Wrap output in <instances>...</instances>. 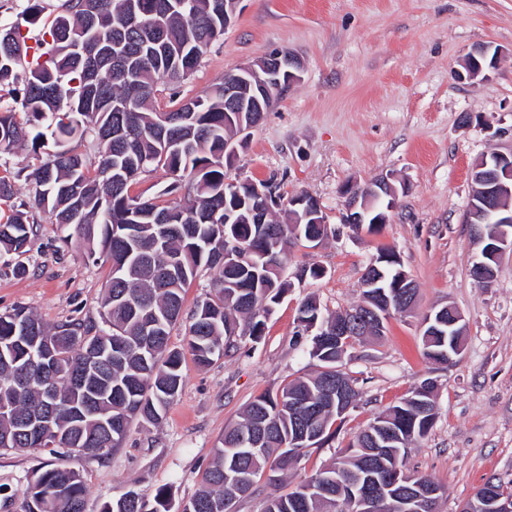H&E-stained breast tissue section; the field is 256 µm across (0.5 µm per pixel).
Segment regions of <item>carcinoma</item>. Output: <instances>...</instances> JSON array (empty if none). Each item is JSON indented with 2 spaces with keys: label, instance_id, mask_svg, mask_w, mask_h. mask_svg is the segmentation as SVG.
Wrapping results in <instances>:
<instances>
[{
  "label": "carcinoma",
  "instance_id": "obj_1",
  "mask_svg": "<svg viewBox=\"0 0 512 512\" xmlns=\"http://www.w3.org/2000/svg\"><path fill=\"white\" fill-rule=\"evenodd\" d=\"M15 20L0 25V88L15 108L0 111V159L27 153L29 201L0 221V255L30 251L36 216L74 227L89 253L111 263L98 301L101 324L76 322L59 331L17 306L0 313V450L46 449L53 443L93 456L119 448L131 425L160 424L182 391L184 351L208 367L234 347L236 338L261 339L265 313L290 283L284 266L298 236L313 224H291L271 213L255 222L248 190L224 196V141L262 118L244 109L226 121L224 75L190 104L175 88L188 79L201 56L224 34V0H57L49 30L29 57L23 29L36 24L42 0H11ZM89 142L94 157L81 150ZM162 169L171 183L162 196L130 194L141 175ZM17 194L11 172L0 176V203ZM241 250L224 261V241ZM400 263L384 261V294L396 302ZM202 271L210 292L196 302L186 348L170 345L183 321L186 288ZM330 324L314 298L299 306V321ZM448 329L422 337L424 356L448 364ZM119 356L92 384L101 393L93 415L80 417L87 396L73 386L93 349ZM334 336L312 338L316 370L255 397L224 430L202 473L198 491L178 512H237L261 479L278 487L305 455L321 446L344 419L336 399L341 348ZM411 391L374 417L332 463L285 494L269 493L261 512H345L340 494L354 472L406 469L407 448L428 436L434 404ZM47 413L41 437L27 433L25 418ZM392 432L388 448L373 438ZM87 486L80 472L47 465L26 489L27 512H85ZM168 488L153 500L140 495L105 501L100 512H172Z\"/></svg>",
  "mask_w": 512,
  "mask_h": 512
}]
</instances>
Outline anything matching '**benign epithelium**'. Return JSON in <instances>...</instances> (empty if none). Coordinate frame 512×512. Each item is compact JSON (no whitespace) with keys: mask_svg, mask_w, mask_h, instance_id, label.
Segmentation results:
<instances>
[{"mask_svg":"<svg viewBox=\"0 0 512 512\" xmlns=\"http://www.w3.org/2000/svg\"><path fill=\"white\" fill-rule=\"evenodd\" d=\"M489 56V47L477 46L469 54L465 63L466 75L463 79L475 84L488 78L484 72L482 60ZM303 66L295 54L288 51L275 49L261 58L246 63L238 68L237 81L224 85V99L227 101L229 111L237 112L242 103L239 98V87L251 86L258 94L265 98V102L275 104L277 98L283 97L281 90L289 88L292 84L302 80ZM253 125L239 127L238 133L226 141L227 156L232 159L247 138ZM474 183L476 188L473 197L477 198L481 207L472 208V213L467 215V223L477 216L493 217L497 224L493 234L485 235L482 228L476 226L472 230L474 245L479 247L478 260L471 268L472 278L484 284L490 279V275L498 267L503 257L512 254V150L507 152H493L483 156L473 167ZM393 176L384 175L372 179L364 184L350 183L344 186L345 217L347 224L364 223L366 215L372 206L381 202L386 205V214L376 220L378 224H385L389 220V213L395 211L399 203V189L393 183ZM246 185L253 189L254 195L262 200L263 208L271 210V205H280V199L276 196L273 184L266 182L258 185L253 180H233L229 182L230 189ZM288 214L294 217V223L308 222L319 225V231L309 232L305 242L318 246L322 238L328 233L326 216L318 200L309 193H299L288 197ZM370 273L363 278L362 288L385 287V274L380 265L372 263L369 266ZM373 317V323L377 330H383L384 321L393 314L390 301L379 303V308L368 307ZM439 325L447 324L448 335V363H453L464 350V342L461 336L465 335V324L461 312L451 306H445L439 310L426 314L421 322V327L431 323ZM355 501L368 510L375 497L381 492V484L374 485L358 479L353 483ZM459 512H512V497L502 495L493 488V484L481 487L474 495L467 499Z\"/></svg>","mask_w":512,"mask_h":512,"instance_id":"1","label":"benign epithelium"}]
</instances>
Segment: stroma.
Listing matches in <instances>:
<instances>
[{
	"mask_svg": "<svg viewBox=\"0 0 512 512\" xmlns=\"http://www.w3.org/2000/svg\"><path fill=\"white\" fill-rule=\"evenodd\" d=\"M477 45L497 49L500 60L472 86L455 73ZM275 48L301 57L303 79L251 130L229 176L313 195L332 236L316 248H292L291 287L259 341L237 338L205 369L185 358V384L161 425L132 426L123 447L101 458L0 451V512H25L28 481L50 462L81 472L85 512L130 490L150 499L166 486L174 503L190 498L242 408L313 370L301 302L316 298L327 313L357 305L362 275L385 248L396 250L414 281L416 309L390 318L381 338L348 349L341 369L356 379L360 398L324 445L308 449L289 485L315 474L378 412L432 379L437 420L410 446L407 468L446 488L440 512H459L487 480L512 488V258L502 259L491 287H479L466 222L472 166L512 148V0H241L180 98L202 94ZM385 174L407 185L398 209L375 232H353L343 222V185ZM309 266L323 268V276L304 275ZM109 271L106 258H88L77 235L41 221L27 255L0 257V313L23 305L51 327L99 322ZM448 304L465 317V347L454 364L441 366L424 357L419 322Z\"/></svg>",
	"mask_w": 512,
	"mask_h": 512,
	"instance_id": "35a3bbf8",
	"label": "stroma"
}]
</instances>
